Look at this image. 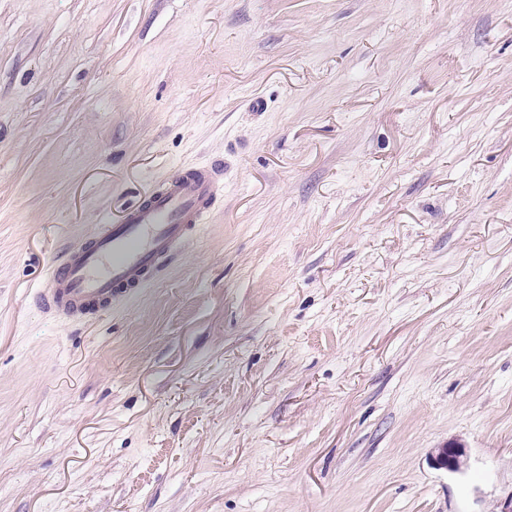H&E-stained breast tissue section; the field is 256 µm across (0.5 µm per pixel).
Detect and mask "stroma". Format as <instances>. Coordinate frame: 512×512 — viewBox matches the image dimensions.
Masks as SVG:
<instances>
[{
  "instance_id": "35a3bbf8",
  "label": "stroma",
  "mask_w": 512,
  "mask_h": 512,
  "mask_svg": "<svg viewBox=\"0 0 512 512\" xmlns=\"http://www.w3.org/2000/svg\"><path fill=\"white\" fill-rule=\"evenodd\" d=\"M216 159L154 280L36 305ZM511 500L512 0H0V512Z\"/></svg>"
}]
</instances>
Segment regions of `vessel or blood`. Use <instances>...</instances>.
<instances>
[{
	"label": "vessel or blood",
	"instance_id": "1",
	"mask_svg": "<svg viewBox=\"0 0 512 512\" xmlns=\"http://www.w3.org/2000/svg\"><path fill=\"white\" fill-rule=\"evenodd\" d=\"M223 195V161L182 168L161 191L131 207L120 222L105 225L56 265L53 286L40 297L44 307L76 318L143 286Z\"/></svg>",
	"mask_w": 512,
	"mask_h": 512
}]
</instances>
